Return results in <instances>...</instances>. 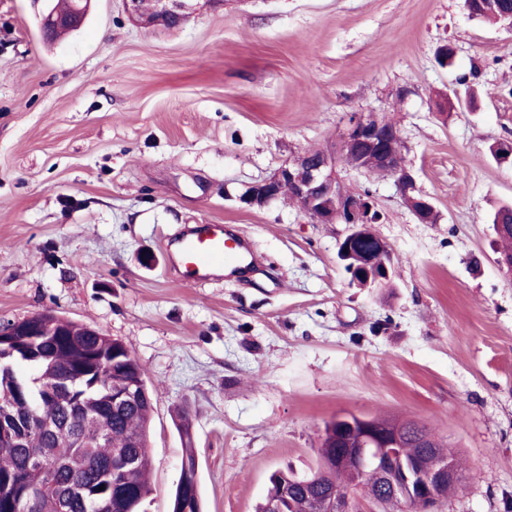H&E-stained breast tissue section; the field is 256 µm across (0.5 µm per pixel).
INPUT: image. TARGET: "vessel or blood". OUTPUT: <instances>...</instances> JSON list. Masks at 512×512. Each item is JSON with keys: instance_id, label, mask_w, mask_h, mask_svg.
I'll return each mask as SVG.
<instances>
[{"instance_id": "1", "label": "vessel or blood", "mask_w": 512, "mask_h": 512, "mask_svg": "<svg viewBox=\"0 0 512 512\" xmlns=\"http://www.w3.org/2000/svg\"><path fill=\"white\" fill-rule=\"evenodd\" d=\"M177 262L194 279L205 280L220 269L242 270L252 265L247 243L220 224L184 228L177 240Z\"/></svg>"}]
</instances>
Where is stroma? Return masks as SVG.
I'll use <instances>...</instances> for the list:
<instances>
[{"instance_id":"1","label":"stroma","mask_w":512,"mask_h":512,"mask_svg":"<svg viewBox=\"0 0 512 512\" xmlns=\"http://www.w3.org/2000/svg\"><path fill=\"white\" fill-rule=\"evenodd\" d=\"M45 0H0V322L51 310L118 338L155 393L147 512H170L189 404L204 512H255L276 471L313 472L325 424L420 421L464 477L438 512H512V272L490 212L512 204V27L465 0H206L145 28L91 0L64 40ZM452 46L451 67L437 55ZM391 119L419 191L369 189L394 285L355 288L347 227L286 200L240 204L351 113ZM187 224L241 232L260 270L206 284L170 267Z\"/></svg>"}]
</instances>
